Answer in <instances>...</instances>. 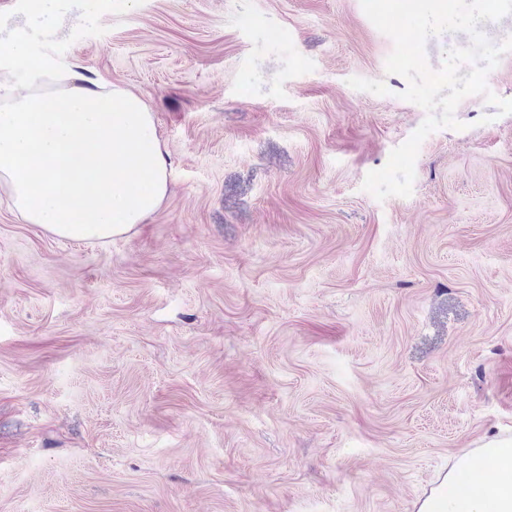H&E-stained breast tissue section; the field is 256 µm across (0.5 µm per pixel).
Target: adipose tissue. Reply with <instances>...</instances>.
I'll use <instances>...</instances> for the list:
<instances>
[{"label": "adipose tissue", "mask_w": 512, "mask_h": 512, "mask_svg": "<svg viewBox=\"0 0 512 512\" xmlns=\"http://www.w3.org/2000/svg\"><path fill=\"white\" fill-rule=\"evenodd\" d=\"M20 72L26 85L14 80ZM168 191L167 150L142 96L58 70L21 28L0 36V194L22 223L108 241L143 223ZM479 458L490 469L476 492L452 501L434 489L417 512H512L511 436L456 457L445 483Z\"/></svg>", "instance_id": "ef3b65f1"}]
</instances>
